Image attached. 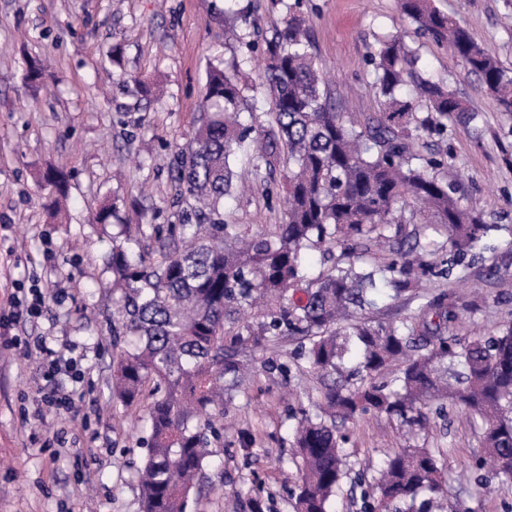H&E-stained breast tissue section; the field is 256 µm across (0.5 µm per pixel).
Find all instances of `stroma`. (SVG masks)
Here are the masks:
<instances>
[{
  "label": "stroma",
  "instance_id": "stroma-1",
  "mask_svg": "<svg viewBox=\"0 0 512 512\" xmlns=\"http://www.w3.org/2000/svg\"><path fill=\"white\" fill-rule=\"evenodd\" d=\"M461 20L512 77V0H435ZM0 0V307L14 283H39L41 314L25 342L0 341V512H141L138 470L149 436L112 395V239L150 251L158 230L179 223L177 151L195 134L209 64L238 70L256 125L273 104L263 87L266 44L288 13L302 18L308 50L323 68L338 111L364 119L380 110L368 55L378 38L403 36L427 74L449 80L474 109L450 114L444 136L420 150L447 155L440 178L462 206L497 230L445 279L420 294L446 295L460 312L452 332L490 336L512 325V112L446 46L402 15L398 0ZM251 192L226 199L224 221L239 234L283 220V193L267 173L235 161ZM62 172L60 212L50 171ZM110 207L106 223L96 221ZM77 359L81 382L60 371L53 386L71 410L39 411V340ZM296 345L244 351L254 368L224 404V426L190 512H294L299 472L292 431L321 398ZM345 475L334 512H369L366 491L392 454L440 451L448 512H512V481L483 467L478 416L450 409L428 430L369 412L337 420Z\"/></svg>",
  "mask_w": 512,
  "mask_h": 512
}]
</instances>
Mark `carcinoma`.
Here are the masks:
<instances>
[{
	"mask_svg": "<svg viewBox=\"0 0 512 512\" xmlns=\"http://www.w3.org/2000/svg\"><path fill=\"white\" fill-rule=\"evenodd\" d=\"M401 12L477 74L506 112L512 78L468 28L433 0H399ZM303 21L292 16L269 42L264 75L276 130L251 148L255 127L241 119L248 99L238 74L212 65L201 123L181 148L174 179L188 203L182 223L154 261L112 241L114 336L127 341L112 356V390L125 408L146 399L147 454L139 480L143 512H187L210 465L215 422L227 391L244 372L238 352L224 344V320L258 308L233 347H261L288 336L323 383L319 412L298 419L294 434L300 484L296 512H329L343 475L336 419L375 411L424 430L423 406L462 407L484 423L483 446L494 474L512 480V326L461 340L459 318L445 295L427 299L408 324L382 325L363 312L383 291L401 299L427 276L449 268L429 260L436 240L404 246L405 209L446 231L456 257L470 252L494 226L462 208L456 188L432 170L444 159L424 158L416 146L446 131L452 112H471L468 99L422 73L402 37L378 41L368 55L381 110L365 124L336 110L329 83L306 50ZM272 172L288 161L283 222L273 231L241 236L224 223V197L234 193L230 160ZM385 240L391 260L355 262L368 244ZM338 247V264L311 277L303 251ZM398 373L377 380L393 364ZM443 465L433 448H404L374 481L375 512H432L443 496Z\"/></svg>",
	"mask_w": 512,
	"mask_h": 512,
	"instance_id": "cac0c4a2",
	"label": "carcinoma"
}]
</instances>
